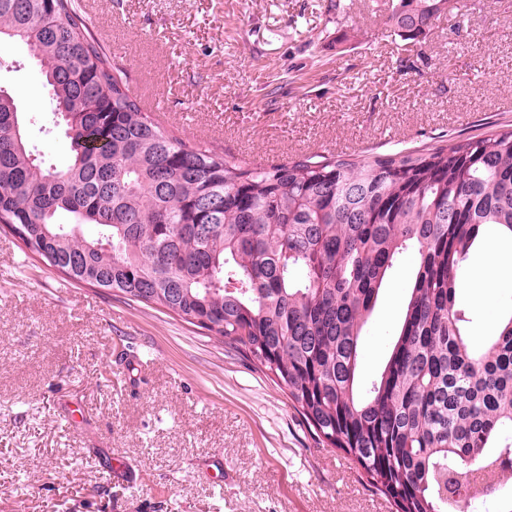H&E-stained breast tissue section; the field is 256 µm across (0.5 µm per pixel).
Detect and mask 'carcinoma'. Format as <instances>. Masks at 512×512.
<instances>
[{
    "mask_svg": "<svg viewBox=\"0 0 512 512\" xmlns=\"http://www.w3.org/2000/svg\"><path fill=\"white\" fill-rule=\"evenodd\" d=\"M440 2L391 0L387 24L423 44ZM28 43L68 158L50 162L0 94V224L75 282L203 322L397 512H458L463 483L512 512V312L477 338L460 297L475 241L512 245V130L253 165L144 112L77 0H0V45ZM406 254L401 318L364 380L366 327Z\"/></svg>",
    "mask_w": 512,
    "mask_h": 512,
    "instance_id": "carcinoma-1",
    "label": "carcinoma"
}]
</instances>
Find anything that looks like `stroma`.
<instances>
[{"label":"stroma","mask_w":512,"mask_h":512,"mask_svg":"<svg viewBox=\"0 0 512 512\" xmlns=\"http://www.w3.org/2000/svg\"><path fill=\"white\" fill-rule=\"evenodd\" d=\"M131 91L164 102L187 143L215 137L257 165L373 157L512 129V0H484L465 33L445 14L422 51L386 24L388 0H79ZM347 33L337 43V32ZM0 85L66 142L32 52L0 48ZM412 259L377 304L361 358L371 378L402 312ZM493 334L512 280L483 303ZM0 512H395L323 444L287 393L207 331L73 283L0 230Z\"/></svg>","instance_id":"35a3bbf8"}]
</instances>
